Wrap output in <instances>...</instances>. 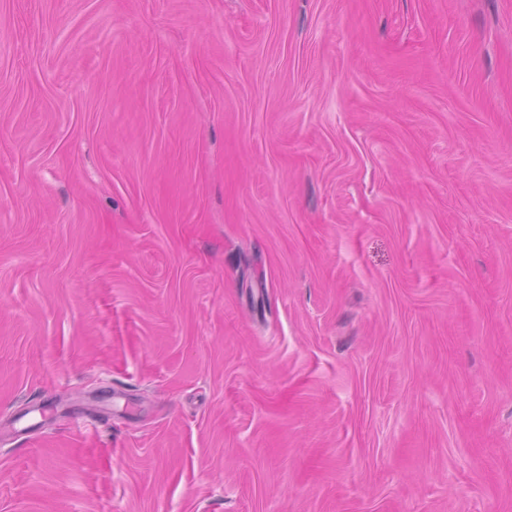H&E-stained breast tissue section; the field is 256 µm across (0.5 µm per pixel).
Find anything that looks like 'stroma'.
Wrapping results in <instances>:
<instances>
[{
	"instance_id": "35a3bbf8",
	"label": "stroma",
	"mask_w": 512,
	"mask_h": 512,
	"mask_svg": "<svg viewBox=\"0 0 512 512\" xmlns=\"http://www.w3.org/2000/svg\"><path fill=\"white\" fill-rule=\"evenodd\" d=\"M0 512H512V0H0Z\"/></svg>"
}]
</instances>
